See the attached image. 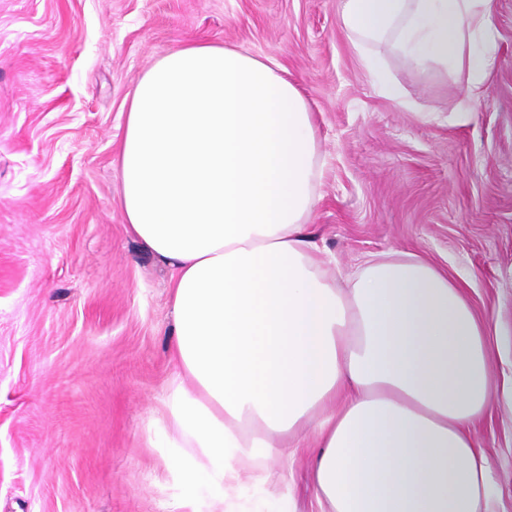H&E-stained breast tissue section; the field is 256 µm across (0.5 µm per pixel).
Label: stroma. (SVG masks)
<instances>
[{
	"mask_svg": "<svg viewBox=\"0 0 512 512\" xmlns=\"http://www.w3.org/2000/svg\"><path fill=\"white\" fill-rule=\"evenodd\" d=\"M479 97L375 46L380 94L338 0H0V512H179L161 415L175 368L169 269L120 205L126 103L190 42L271 59L316 114L310 235L336 267L419 254L490 329V413L473 438L512 512V0ZM465 103L468 123L448 114ZM238 512H316L308 467Z\"/></svg>",
	"mask_w": 512,
	"mask_h": 512,
	"instance_id": "stroma-1",
	"label": "stroma"
}]
</instances>
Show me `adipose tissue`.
I'll return each instance as SVG.
<instances>
[{"label":"adipose tissue","mask_w":512,"mask_h":512,"mask_svg":"<svg viewBox=\"0 0 512 512\" xmlns=\"http://www.w3.org/2000/svg\"><path fill=\"white\" fill-rule=\"evenodd\" d=\"M493 0H339L374 84L372 45L452 70L479 96L496 61ZM121 207L171 272L162 401L185 501L232 506L249 467L305 459L317 512H497L472 430L489 411L488 329L447 273L371 255L338 287L307 227L321 155L300 90L251 54L191 43L127 103ZM287 448H279V440Z\"/></svg>","instance_id":"adipose-tissue-1"}]
</instances>
